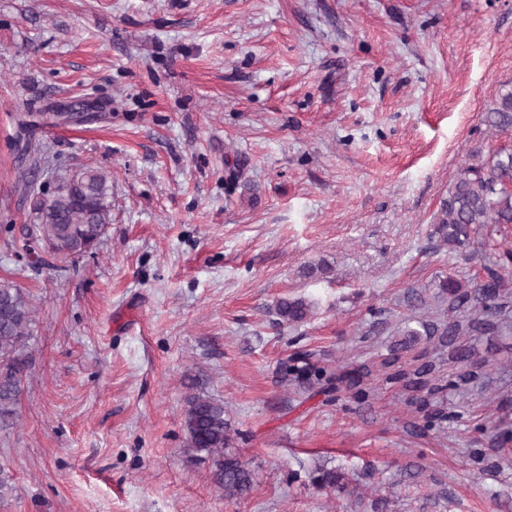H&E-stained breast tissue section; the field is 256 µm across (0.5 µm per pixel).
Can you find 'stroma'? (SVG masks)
<instances>
[{
	"label": "stroma",
	"mask_w": 512,
	"mask_h": 512,
	"mask_svg": "<svg viewBox=\"0 0 512 512\" xmlns=\"http://www.w3.org/2000/svg\"><path fill=\"white\" fill-rule=\"evenodd\" d=\"M506 86L512 0H0V280L36 309L0 512H512L511 302L498 331L404 353L434 365L438 431L399 385L328 402L281 371L297 352L380 363L403 318H449L440 280L506 262L512 225L493 250L482 227L461 250L432 233L470 152L507 143L481 121ZM84 101L105 120L39 128L20 155L18 113ZM83 166L112 180L94 252L18 261L24 172ZM283 297L312 315L282 323ZM461 347L484 364L464 393ZM195 395L224 403L242 498L183 451ZM319 465L356 493L315 488Z\"/></svg>",
	"instance_id": "1"
}]
</instances>
